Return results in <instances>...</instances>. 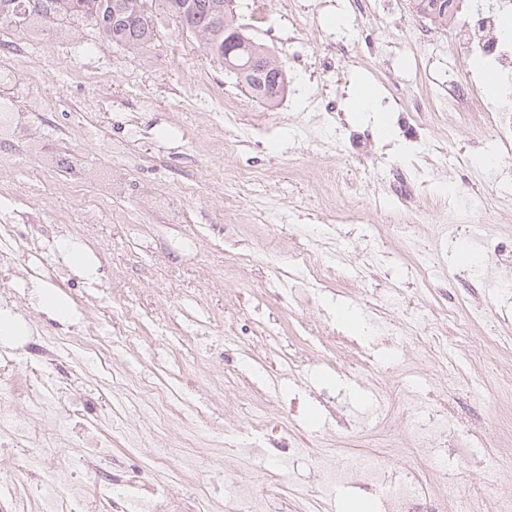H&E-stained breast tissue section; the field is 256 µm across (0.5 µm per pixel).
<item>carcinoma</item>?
<instances>
[{
    "label": "carcinoma",
    "mask_w": 512,
    "mask_h": 512,
    "mask_svg": "<svg viewBox=\"0 0 512 512\" xmlns=\"http://www.w3.org/2000/svg\"><path fill=\"white\" fill-rule=\"evenodd\" d=\"M157 8L189 26L204 37V48L224 59V42L236 34L237 24L224 16V0H153ZM450 0H413L417 13L441 25H448ZM87 17L95 21L98 31L113 45L138 48L155 37L153 15L141 14L138 0H0V21L37 28L47 20ZM276 74L260 76L249 71L241 82L263 103V86Z\"/></svg>",
    "instance_id": "carcinoma-1"
}]
</instances>
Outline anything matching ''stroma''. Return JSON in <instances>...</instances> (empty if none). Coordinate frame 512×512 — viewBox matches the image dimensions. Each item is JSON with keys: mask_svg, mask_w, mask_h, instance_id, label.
Masks as SVG:
<instances>
[{"mask_svg": "<svg viewBox=\"0 0 512 512\" xmlns=\"http://www.w3.org/2000/svg\"><path fill=\"white\" fill-rule=\"evenodd\" d=\"M243 33L267 47L287 81L268 106L203 47L158 14L146 47L112 45L87 19L66 23L51 50L13 42L0 23V123L18 139L0 148V225L48 232L16 263L57 275L13 279L0 266V336L12 377L37 370L52 336L73 337L72 371L56 433L70 453L83 426L112 444V492L122 512H156L161 483L197 488L201 512L230 502L241 475L263 512H351L381 495L319 485L326 453L385 449L401 467L422 458L430 494L445 491L438 458L462 473L458 495L512 499V468L491 447L512 410V146L486 112H461L457 90L483 92L460 25L438 28L410 0H236ZM343 14L346 23L330 19ZM372 85L393 129L350 112ZM52 86V107L37 100ZM89 256L73 268L66 246ZM422 272H415L414 263ZM58 292L71 314L41 308ZM482 315L466 352L449 311ZM356 310V332L336 318ZM98 325L109 345L80 343ZM447 337L444 368L425 346ZM492 379L465 375L470 358ZM167 392L166 405L143 390ZM26 441L0 447V480L27 485L33 512L62 476L30 469L48 425L14 405ZM445 417V447L414 439L413 418ZM141 482L139 490L127 480Z\"/></svg>", "mask_w": 512, "mask_h": 512, "instance_id": "1", "label": "stroma"}]
</instances>
